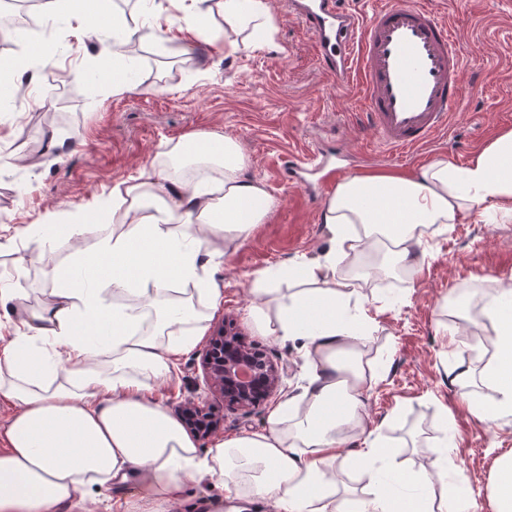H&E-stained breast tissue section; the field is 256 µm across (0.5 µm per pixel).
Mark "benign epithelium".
Here are the masks:
<instances>
[{
  "label": "benign epithelium",
  "mask_w": 512,
  "mask_h": 512,
  "mask_svg": "<svg viewBox=\"0 0 512 512\" xmlns=\"http://www.w3.org/2000/svg\"><path fill=\"white\" fill-rule=\"evenodd\" d=\"M208 395L188 400L180 414L188 429L199 438L211 437L224 417L210 398L230 410H254L273 398L282 386L286 367L252 346L240 331L224 323L216 326L201 358Z\"/></svg>",
  "instance_id": "1"
}]
</instances>
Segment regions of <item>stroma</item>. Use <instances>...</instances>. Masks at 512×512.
<instances>
[{
  "label": "stroma",
  "instance_id": "obj_1",
  "mask_svg": "<svg viewBox=\"0 0 512 512\" xmlns=\"http://www.w3.org/2000/svg\"><path fill=\"white\" fill-rule=\"evenodd\" d=\"M267 2L277 27L270 46L226 53L224 11L213 0V42H194L185 53L146 42L136 86L124 92L112 89L118 64L101 66L97 39L80 32L68 6L55 5L52 22L38 20L36 29L0 45V58H26L36 75L0 112V235L29 224L85 221L88 204L108 199L113 183L135 176L168 141L198 132L235 138L246 157L244 177L262 181L276 207L210 269L223 290L210 322L233 321L249 341L286 363L283 390L289 393L306 384L310 359L300 341L256 325L249 315L252 290L261 273L322 258L331 243L320 222L322 203L281 178V161L319 140L352 154L376 152L379 143L363 124L356 89L337 86L322 70L283 0ZM429 2L464 37L471 91L448 135L378 165L381 173L411 174L438 159L463 164L496 134L512 130V0H473L466 11L450 0ZM425 238L433 255L421 271L358 283L365 299H399L375 313L364 340L367 358L385 366L364 403L365 426L393 444L406 466L425 474L432 460L452 454L471 487L470 512H493L487 476L495 458L512 449V426L476 422L449 386L448 371L481 365L470 352L472 324L485 279L512 280V223L486 224L470 213L450 230L427 228ZM92 243L88 237L48 248L27 240L22 253L41 254V261L21 267L14 255L0 254V280L39 301L50 286L45 271ZM201 353L197 347L180 356L176 380L156 391L171 415L203 390Z\"/></svg>",
  "mask_w": 512,
  "mask_h": 512
}]
</instances>
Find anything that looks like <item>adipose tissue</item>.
<instances>
[{
    "label": "adipose tissue",
    "instance_id": "adipose-tissue-1",
    "mask_svg": "<svg viewBox=\"0 0 512 512\" xmlns=\"http://www.w3.org/2000/svg\"><path fill=\"white\" fill-rule=\"evenodd\" d=\"M204 0L155 5L149 36L171 43V29L207 41ZM235 53L268 44L275 26L266 0H224ZM172 44V43H171ZM245 157L232 137L211 132L165 143L135 177L112 186V221L70 224L68 238L94 240L75 270L56 269L37 304L25 289L0 285V308L16 317L0 347V398L16 412L0 428V512H83L89 489L137 481L123 512H166L186 481L223 485L225 500L271 499L276 512H469L467 493L434 498L393 452L364 438L369 496L342 497L332 464L362 433L361 409L383 370L364 358L372 324L353 301L356 275L342 265L351 251L381 253L379 268L416 271L430 256L425 228L467 213L512 222V131L494 137L466 163L435 161L412 175L357 174L328 197L320 220L332 247L323 259L283 270L298 287L285 296L254 288L250 314L267 332L304 340L312 373L284 395L263 430L216 440L200 452L195 438L153 395L172 380L175 359L208 329L222 291L208 268L246 240L275 207L265 185L245 178ZM481 318L499 340L479 377L494 392H466L472 377L452 381L479 423L512 421V288L487 280Z\"/></svg>",
    "mask_w": 512,
    "mask_h": 512
}]
</instances>
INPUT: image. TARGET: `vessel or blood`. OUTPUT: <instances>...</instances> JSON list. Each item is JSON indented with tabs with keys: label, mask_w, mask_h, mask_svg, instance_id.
I'll return each instance as SVG.
<instances>
[{
	"label": "vessel or blood",
	"mask_w": 512,
	"mask_h": 512,
	"mask_svg": "<svg viewBox=\"0 0 512 512\" xmlns=\"http://www.w3.org/2000/svg\"><path fill=\"white\" fill-rule=\"evenodd\" d=\"M288 9L337 84L361 81L364 123L379 139L384 158L423 149L447 129L466 95L464 49L428 0H378L364 14L343 0H288ZM314 156L310 167L288 155L280 170L312 200L349 168L343 152L318 149Z\"/></svg>",
	"instance_id": "1"
}]
</instances>
